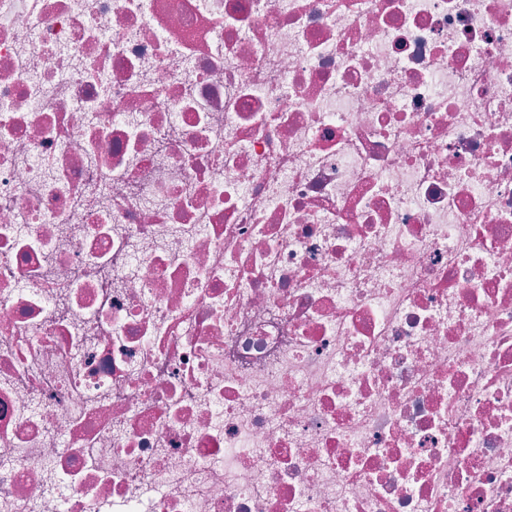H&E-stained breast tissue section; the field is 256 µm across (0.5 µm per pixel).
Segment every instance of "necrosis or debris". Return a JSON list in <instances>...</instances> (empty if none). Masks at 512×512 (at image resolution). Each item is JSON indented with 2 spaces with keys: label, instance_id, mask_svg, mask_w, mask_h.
<instances>
[{
  "label": "necrosis or debris",
  "instance_id": "obj_1",
  "mask_svg": "<svg viewBox=\"0 0 512 512\" xmlns=\"http://www.w3.org/2000/svg\"><path fill=\"white\" fill-rule=\"evenodd\" d=\"M0 512H512V0H0Z\"/></svg>",
  "mask_w": 512,
  "mask_h": 512
}]
</instances>
